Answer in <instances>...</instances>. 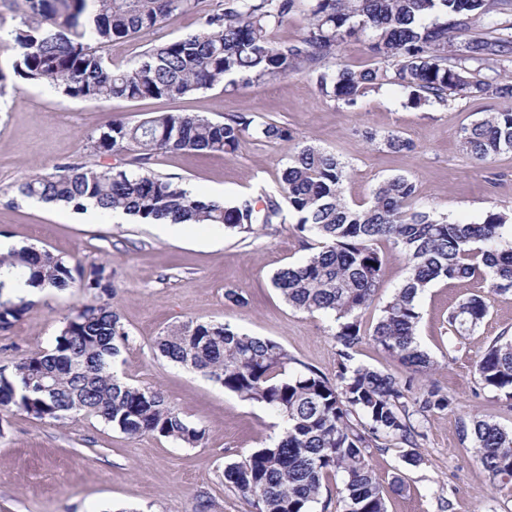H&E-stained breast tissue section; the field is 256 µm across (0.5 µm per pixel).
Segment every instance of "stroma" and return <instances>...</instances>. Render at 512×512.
<instances>
[{"instance_id":"1","label":"stroma","mask_w":512,"mask_h":512,"mask_svg":"<svg viewBox=\"0 0 512 512\" xmlns=\"http://www.w3.org/2000/svg\"><path fill=\"white\" fill-rule=\"evenodd\" d=\"M222 0H201L199 9L171 18L165 27L105 46L113 66L133 64L151 47L195 32L201 14ZM496 98H458L447 105L416 109L403 91L387 84L347 107L323 96L303 73L272 78L236 90L215 87L177 100L99 102L67 99L46 85H20L0 96V242L47 249L71 262L108 264L130 343L120 356L125 379L161 389L167 402L203 428L195 448L152 436H129L96 418L63 424L12 409L0 413V512H195L199 500L211 512H256L224 485V465L278 436L276 419L219 384L183 368L156 351L169 327L191 318L224 322L275 340L290 354L335 377L337 346L328 318L288 306L272 284L281 267L309 256L314 237L294 224L248 240L218 226L177 224L161 232L153 224L116 223L99 212L39 202L18 194L16 184L34 172L65 162L115 164L91 156L88 139L119 117L135 124L155 112H195L215 122L235 115L255 122L275 120L291 138L268 141L253 135L232 155L181 151L151 158L147 169L198 195L232 200L274 190L288 160L303 142L335 153L347 165L343 193L349 202L369 199L379 181L406 176L417 186L420 205L451 218L480 221L487 210H512V153L477 164L459 145L461 127L504 107ZM397 132L412 147L394 152L368 142ZM384 274L373 303L362 312L371 328L407 276L406 261L384 248ZM480 280L438 282L420 298L417 338L434 362L412 373L371 339L360 344L358 364L411 381L413 392L437 384L453 398L447 410L420 419L419 466L403 461L395 440L374 451L370 467L386 492L387 512H512V484L491 480L469 444L461 443V421L480 417L512 430V403L477 383L475 362L498 336H512V296L491 299L488 317L463 347L453 345L448 315L478 291ZM241 288L247 306L232 304L226 288ZM85 295L46 290L25 317L0 330V366L22 354L50 349L58 320ZM401 490H393L394 480Z\"/></svg>"}]
</instances>
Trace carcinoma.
Returning a JSON list of instances; mask_svg holds the SVG:
<instances>
[{"instance_id": "1", "label": "carcinoma", "mask_w": 512, "mask_h": 512, "mask_svg": "<svg viewBox=\"0 0 512 512\" xmlns=\"http://www.w3.org/2000/svg\"><path fill=\"white\" fill-rule=\"evenodd\" d=\"M298 0H224L202 16L199 29L144 52L125 68L112 66L103 47L116 39L164 26L198 8L200 0H25L11 38L7 86L47 85L70 99L111 103L177 99L222 85L236 89L270 77L302 72L320 92L347 107L385 84L399 86L413 108L448 104V97L505 99L462 128L459 144L479 163L512 152V83L501 80L512 56V0H308L303 34L283 41L278 30ZM362 39L373 57L392 65L354 70L338 59L342 46ZM335 66H327L328 60ZM487 71L482 79L474 73ZM253 120L240 115L213 122L196 113L156 112L130 124L114 118L89 137L96 156H130L143 163L160 154L201 151L234 154ZM266 139L290 137L288 126L265 122ZM346 164L305 144L282 170L275 192L231 203L208 199L148 169L64 163L24 178L19 194L76 211L123 210L140 223L211 224L252 234L295 220L296 230L319 239L318 250L273 275L274 287L297 310L331 320L338 345L330 379L292 356L278 342L242 333L227 323L191 319L157 338L160 354L192 369L276 416L282 432L271 443L224 467V485L257 512H313L325 482L341 476L340 512H386L384 492L369 467L381 441L404 446L412 466L422 436L414 416L443 411L452 398L431 386L410 396L411 384L354 363L365 331L361 312L380 287L382 242L405 257L408 275L382 309L371 338L404 368L433 367L416 337L419 298L438 281L485 276L489 291L459 303L448 316L458 344L489 313L493 295L512 294V246L504 236L512 212L489 209L468 223L417 207L415 182L380 181L368 201L343 195ZM74 289L90 303L59 319L53 347L0 368V410L16 408L38 420L61 423L77 416L102 420L131 436L152 435L181 447L201 445L205 430L170 406L162 391L133 385L117 371L130 334L112 304V271L72 264L47 250L21 245L0 253V330L21 321L33 305L29 289ZM485 388L512 400V339L500 336L475 362ZM491 479L512 481V431L484 419L461 426Z\"/></svg>"}]
</instances>
